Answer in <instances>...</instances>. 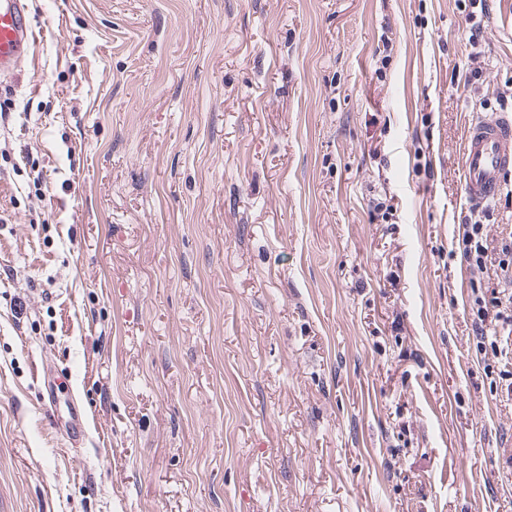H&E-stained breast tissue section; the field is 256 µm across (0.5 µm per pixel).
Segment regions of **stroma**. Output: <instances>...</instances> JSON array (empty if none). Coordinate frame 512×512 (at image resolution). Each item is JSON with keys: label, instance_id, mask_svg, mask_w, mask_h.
<instances>
[{"label": "stroma", "instance_id": "stroma-1", "mask_svg": "<svg viewBox=\"0 0 512 512\" xmlns=\"http://www.w3.org/2000/svg\"><path fill=\"white\" fill-rule=\"evenodd\" d=\"M26 4L0 512H512L456 248L512 0H487L480 89L456 0Z\"/></svg>", "mask_w": 512, "mask_h": 512}]
</instances>
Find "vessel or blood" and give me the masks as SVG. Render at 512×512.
Masks as SVG:
<instances>
[{
    "mask_svg": "<svg viewBox=\"0 0 512 512\" xmlns=\"http://www.w3.org/2000/svg\"><path fill=\"white\" fill-rule=\"evenodd\" d=\"M24 0H0V77L13 74L31 46ZM512 177V115L499 113L468 123L463 145L462 190L466 204L484 206Z\"/></svg>",
    "mask_w": 512,
    "mask_h": 512,
    "instance_id": "vessel-or-blood-1",
    "label": "vessel or blood"
}]
</instances>
